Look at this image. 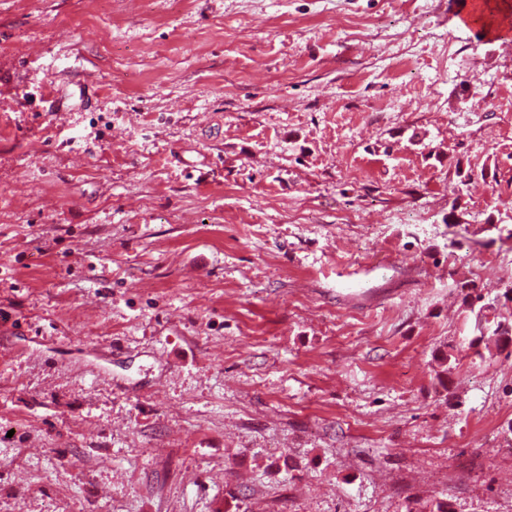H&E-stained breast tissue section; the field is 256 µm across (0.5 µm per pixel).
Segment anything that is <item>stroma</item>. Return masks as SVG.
Listing matches in <instances>:
<instances>
[{"label": "stroma", "mask_w": 512, "mask_h": 512, "mask_svg": "<svg viewBox=\"0 0 512 512\" xmlns=\"http://www.w3.org/2000/svg\"><path fill=\"white\" fill-rule=\"evenodd\" d=\"M502 101L448 0H0V512H512Z\"/></svg>", "instance_id": "1"}]
</instances>
